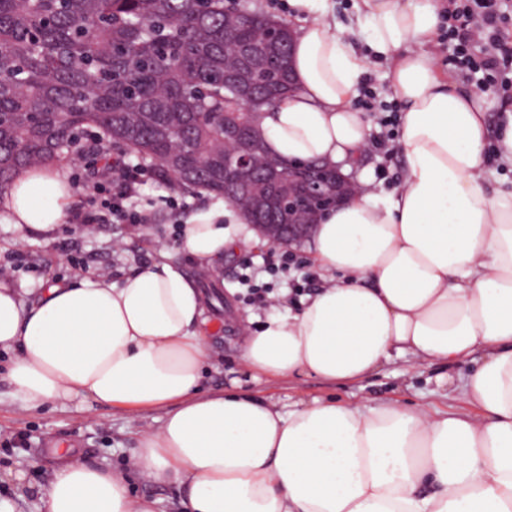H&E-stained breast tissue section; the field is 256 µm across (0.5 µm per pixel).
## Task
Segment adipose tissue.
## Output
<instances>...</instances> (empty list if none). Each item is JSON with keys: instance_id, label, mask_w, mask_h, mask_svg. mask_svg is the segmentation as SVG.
I'll return each mask as SVG.
<instances>
[{"instance_id": "ef3b65f1", "label": "adipose tissue", "mask_w": 512, "mask_h": 512, "mask_svg": "<svg viewBox=\"0 0 512 512\" xmlns=\"http://www.w3.org/2000/svg\"><path fill=\"white\" fill-rule=\"evenodd\" d=\"M288 8L295 90L264 108L262 137L284 160L340 165L358 192L304 242L321 286L249 333L241 360L259 378L356 382L396 354L421 366L480 350L458 387L468 409L316 399L284 413L202 393L224 257L261 244L244 211L215 199L180 226L209 287L165 252L118 281H0V351L25 408L165 412L139 431L129 471L68 451L37 491L44 512H154L131 495L134 474L184 488L187 512H512V189L486 188L489 157L512 167V104L490 118L487 94L461 89L427 50L444 0H357L345 25L332 0ZM373 57L403 105L404 179L390 196L360 165L368 124L353 102ZM73 196L64 170L25 169L0 193V223L50 237Z\"/></svg>"}]
</instances>
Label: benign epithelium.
<instances>
[{"label":"benign epithelium","mask_w":512,"mask_h":512,"mask_svg":"<svg viewBox=\"0 0 512 512\" xmlns=\"http://www.w3.org/2000/svg\"><path fill=\"white\" fill-rule=\"evenodd\" d=\"M224 141L235 142L224 154V180L252 190L253 204L248 217L258 235L271 246L301 243L326 212L336 208L355 192L351 176L326 162L305 161L273 165L258 177L252 164L253 143L239 139L231 124H224ZM288 209V223L269 224L264 217H276Z\"/></svg>","instance_id":"obj_1"}]
</instances>
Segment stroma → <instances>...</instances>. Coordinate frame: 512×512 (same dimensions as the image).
Masks as SVG:
<instances>
[{
    "mask_svg": "<svg viewBox=\"0 0 512 512\" xmlns=\"http://www.w3.org/2000/svg\"><path fill=\"white\" fill-rule=\"evenodd\" d=\"M172 200L188 202L193 208L205 202L201 196L184 197L151 173L145 177L140 196L151 223L85 226L72 219L60 225L48 242L38 236L19 237L11 226L0 224V264L11 266V281L20 288L39 287L48 277L61 282L86 276L120 279L154 261L160 252H178L179 225L168 206ZM247 261L261 265V252L242 249L224 259L220 274L223 305L231 313L217 317L214 357L205 367L204 391L251 395L284 411L316 398L356 403L398 400L451 412L462 409L455 388L476 366L473 358L416 368L410 356L397 355L354 383L315 377L254 380L240 358V327L248 322L261 325L268 313L253 308L243 297L238 275ZM6 366L1 359L0 500L10 501L13 512H41L32 489L50 481L61 451L76 448L87 461L126 468L139 430L160 426L164 416L160 409L92 405L79 410L72 404L31 413L15 397Z\"/></svg>",
    "mask_w": 512,
    "mask_h": 512,
    "instance_id": "stroma-1",
    "label": "stroma"
}]
</instances>
